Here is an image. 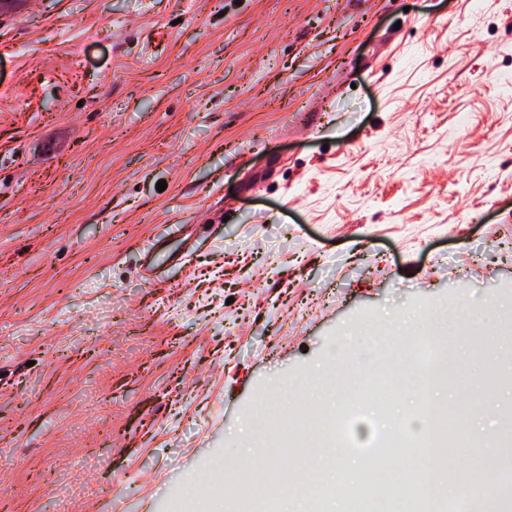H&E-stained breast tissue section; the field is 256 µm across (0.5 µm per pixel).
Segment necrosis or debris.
Masks as SVG:
<instances>
[{
    "mask_svg": "<svg viewBox=\"0 0 512 512\" xmlns=\"http://www.w3.org/2000/svg\"><path fill=\"white\" fill-rule=\"evenodd\" d=\"M494 338L485 341L473 329L472 320L447 324L427 323L414 317L417 331H403L401 338L380 342L371 373H352L347 385L357 388V399L336 413L301 407L288 422H281L279 408L271 404L256 413L253 443L258 448H277L283 454L317 462L323 475L312 479L306 466L270 473L258 459H244L233 468L214 464L198 482L185 512H278L279 502L292 499L302 512H336L331 488L347 483L346 512H512V471L504 470L497 489L483 487L468 475L455 480L453 494L438 492L425 478L427 462L438 449L466 448L465 435L475 388L486 387L485 378L473 375L459 360L463 350L488 356L493 362L512 360V306L490 308ZM436 383L453 386L460 403L440 408L427 402L411 413L393 414L389 408L401 391L427 393ZM369 425L367 438L356 429ZM353 449L368 460L355 481H347L345 459L339 451ZM221 474L228 493L212 492L214 474ZM276 483L277 496L267 492Z\"/></svg>",
    "mask_w": 512,
    "mask_h": 512,
    "instance_id": "4bbe7bcc",
    "label": "necrosis or debris"
}]
</instances>
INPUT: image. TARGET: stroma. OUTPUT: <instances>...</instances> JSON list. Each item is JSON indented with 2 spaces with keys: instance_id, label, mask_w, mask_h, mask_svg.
<instances>
[{
  "instance_id": "obj_1",
  "label": "stroma",
  "mask_w": 512,
  "mask_h": 512,
  "mask_svg": "<svg viewBox=\"0 0 512 512\" xmlns=\"http://www.w3.org/2000/svg\"><path fill=\"white\" fill-rule=\"evenodd\" d=\"M490 299L512 0H0V512H176L351 330Z\"/></svg>"
}]
</instances>
